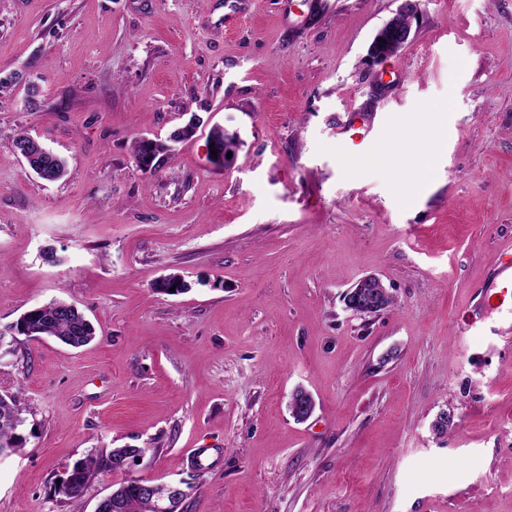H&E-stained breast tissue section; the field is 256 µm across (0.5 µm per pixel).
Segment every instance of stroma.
Masks as SVG:
<instances>
[{
	"instance_id": "stroma-1",
	"label": "stroma",
	"mask_w": 512,
	"mask_h": 512,
	"mask_svg": "<svg viewBox=\"0 0 512 512\" xmlns=\"http://www.w3.org/2000/svg\"><path fill=\"white\" fill-rule=\"evenodd\" d=\"M334 2L0 0V330L55 299L96 329L0 344L27 436L0 512H94L128 475L187 482L184 512H512V315L462 330L512 250V0H417L379 63L403 0ZM193 116L144 174L134 141ZM216 125L240 140L224 167ZM20 134L68 175L39 178ZM390 141L398 163L370 164ZM169 274L189 291H155ZM369 274L394 303L353 314ZM128 447L130 473L55 493ZM397 14L389 20L378 32L371 44V54L374 62L381 61L398 49L412 41L411 29H401L396 19ZM382 38V41H379ZM386 40V43H383ZM144 451L145 449L142 448L91 449L85 457L76 461L67 471L66 477L61 479L59 487H56L55 484L54 491L78 501L90 482L105 473L118 472L123 466L125 470H128L144 457L140 454ZM132 455L135 456L125 461L126 457ZM69 476H71V480L68 479Z\"/></svg>"
}]
</instances>
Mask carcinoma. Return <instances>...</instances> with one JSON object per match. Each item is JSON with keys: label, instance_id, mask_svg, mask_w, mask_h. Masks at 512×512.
<instances>
[{"label": "carcinoma", "instance_id": "1", "mask_svg": "<svg viewBox=\"0 0 512 512\" xmlns=\"http://www.w3.org/2000/svg\"><path fill=\"white\" fill-rule=\"evenodd\" d=\"M195 129L196 124L191 119L170 134L167 144L156 140L135 141L132 150L137 166L145 174L154 173L159 155L171 151V144L193 136ZM208 143L219 155L233 153L236 149V143L225 137L224 130L219 127L211 129ZM12 150L45 181H56L67 174V163L62 156L43 150L38 141L26 135L13 140ZM172 287L177 295L188 291L187 283L177 275H168L152 282V288L165 294L170 293ZM10 329L20 336L29 331L34 337H54L72 348L85 346L95 338L92 323L75 305L62 300H54L27 311ZM24 425L25 419L16 404V397L0 394V453L24 447ZM139 452H143V449H92L73 464L54 491L77 501L90 482L105 473L121 470L125 459ZM96 512H155V509L140 496L137 479L129 478L112 486V491L98 502Z\"/></svg>", "mask_w": 512, "mask_h": 512}]
</instances>
